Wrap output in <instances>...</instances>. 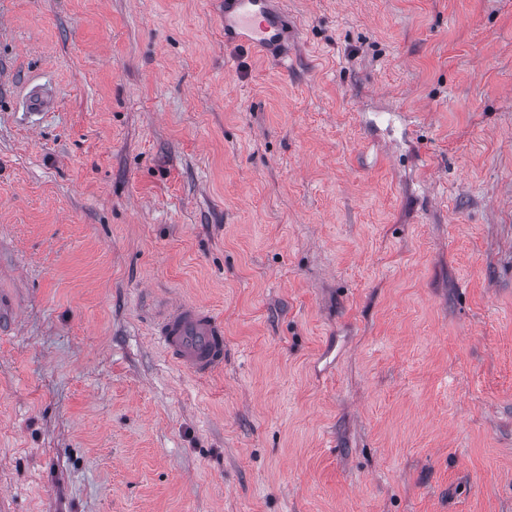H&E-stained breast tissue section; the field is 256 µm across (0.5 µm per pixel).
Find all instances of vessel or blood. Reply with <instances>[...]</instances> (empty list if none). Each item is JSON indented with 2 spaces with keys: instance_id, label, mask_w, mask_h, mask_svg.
I'll return each mask as SVG.
<instances>
[{
  "instance_id": "1",
  "label": "vessel or blood",
  "mask_w": 512,
  "mask_h": 512,
  "mask_svg": "<svg viewBox=\"0 0 512 512\" xmlns=\"http://www.w3.org/2000/svg\"><path fill=\"white\" fill-rule=\"evenodd\" d=\"M224 41L276 53L284 40L280 0H224ZM154 336L181 368L207 377L224 367V326L206 306L191 301L164 302Z\"/></svg>"
}]
</instances>
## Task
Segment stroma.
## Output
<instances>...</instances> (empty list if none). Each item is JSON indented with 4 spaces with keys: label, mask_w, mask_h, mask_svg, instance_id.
<instances>
[{
    "label": "stroma",
    "mask_w": 512,
    "mask_h": 512,
    "mask_svg": "<svg viewBox=\"0 0 512 512\" xmlns=\"http://www.w3.org/2000/svg\"><path fill=\"white\" fill-rule=\"evenodd\" d=\"M282 2L0 0V512H512V0ZM279 0H224V42L240 43L266 53L286 65L288 56L277 53L284 38V9ZM154 336L167 355L197 377L224 368V326L206 306L167 301L156 317Z\"/></svg>",
    "instance_id": "obj_1"
}]
</instances>
